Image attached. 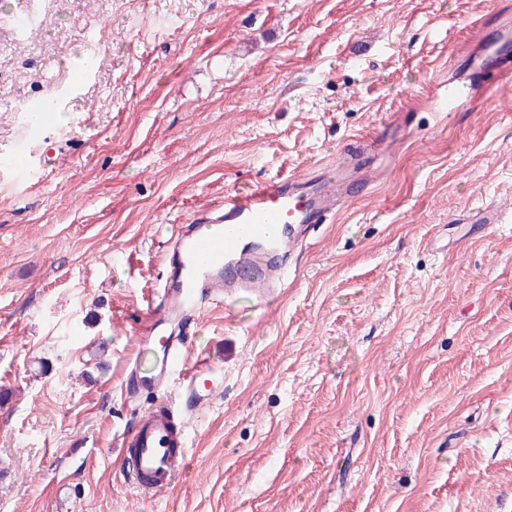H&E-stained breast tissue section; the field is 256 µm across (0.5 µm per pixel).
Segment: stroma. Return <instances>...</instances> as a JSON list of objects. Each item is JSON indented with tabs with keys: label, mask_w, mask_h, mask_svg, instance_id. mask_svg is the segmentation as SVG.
I'll return each mask as SVG.
<instances>
[{
	"label": "stroma",
	"mask_w": 512,
	"mask_h": 512,
	"mask_svg": "<svg viewBox=\"0 0 512 512\" xmlns=\"http://www.w3.org/2000/svg\"><path fill=\"white\" fill-rule=\"evenodd\" d=\"M510 26L512 0H0V512H512ZM21 149L64 162L22 184ZM347 150L364 189L278 306L202 309L224 387L141 492L112 440L152 400L120 386L173 232Z\"/></svg>",
	"instance_id": "stroma-1"
}]
</instances>
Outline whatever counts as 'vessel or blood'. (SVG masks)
Wrapping results in <instances>:
<instances>
[{"mask_svg": "<svg viewBox=\"0 0 512 512\" xmlns=\"http://www.w3.org/2000/svg\"><path fill=\"white\" fill-rule=\"evenodd\" d=\"M352 194L351 185L331 176L314 192L294 176L278 177L225 194L223 214L181 226L161 288L143 297L155 313L144 342L161 360L149 376L143 375L140 361H131L121 388L125 397L139 389L157 395L175 378L178 398L146 410L131 430L114 437L130 483L151 494L171 487L185 465L184 443L174 429L175 409L180 400L213 396L223 385L210 360L190 358L188 336L170 333L169 325L176 321L183 329L205 305L229 298L248 299L263 310L275 304L300 239L326 222L339 197Z\"/></svg>", "mask_w": 512, "mask_h": 512, "instance_id": "1", "label": "vessel or blood"}]
</instances>
